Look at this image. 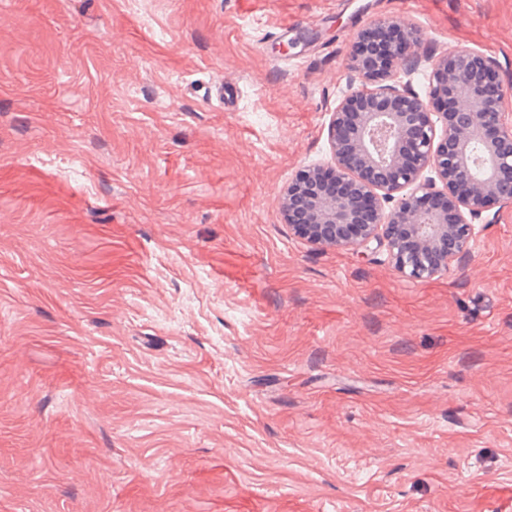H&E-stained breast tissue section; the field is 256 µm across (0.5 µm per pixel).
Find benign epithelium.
Wrapping results in <instances>:
<instances>
[{
    "label": "benign epithelium",
    "instance_id": "7a95c632",
    "mask_svg": "<svg viewBox=\"0 0 512 512\" xmlns=\"http://www.w3.org/2000/svg\"><path fill=\"white\" fill-rule=\"evenodd\" d=\"M418 31L379 18L354 37L350 93L330 114L332 163L304 166L279 199L284 223L312 246L383 253L408 281L460 265L475 221L512 204V117L499 62L476 50L441 53L420 97L396 62L418 61Z\"/></svg>",
    "mask_w": 512,
    "mask_h": 512
}]
</instances>
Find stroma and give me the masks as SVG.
Listing matches in <instances>:
<instances>
[{"mask_svg":"<svg viewBox=\"0 0 512 512\" xmlns=\"http://www.w3.org/2000/svg\"><path fill=\"white\" fill-rule=\"evenodd\" d=\"M383 16L512 86V0H0V512H512V204L422 283L279 213Z\"/></svg>","mask_w":512,"mask_h":512,"instance_id":"35a3bbf8","label":"stroma"}]
</instances>
